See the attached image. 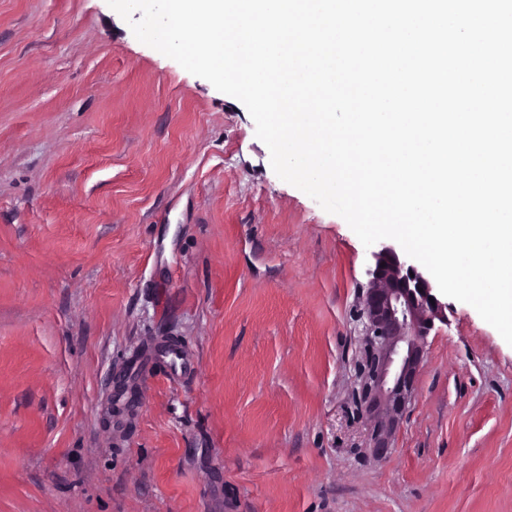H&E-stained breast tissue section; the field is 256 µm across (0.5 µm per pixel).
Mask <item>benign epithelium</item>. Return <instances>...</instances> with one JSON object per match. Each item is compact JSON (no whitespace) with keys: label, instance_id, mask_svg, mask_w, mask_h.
<instances>
[{"label":"benign epithelium","instance_id":"obj_1","mask_svg":"<svg viewBox=\"0 0 512 512\" xmlns=\"http://www.w3.org/2000/svg\"><path fill=\"white\" fill-rule=\"evenodd\" d=\"M359 309L365 351L360 406L373 454L388 453L424 366L426 339L448 322V305L409 259L392 247L373 253Z\"/></svg>","mask_w":512,"mask_h":512}]
</instances>
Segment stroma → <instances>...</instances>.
I'll list each match as a JSON object with an SVG mask.
<instances>
[{
	"label": "stroma",
	"mask_w": 512,
	"mask_h": 512,
	"mask_svg": "<svg viewBox=\"0 0 512 512\" xmlns=\"http://www.w3.org/2000/svg\"><path fill=\"white\" fill-rule=\"evenodd\" d=\"M372 254L107 0H0V512H512V346L469 304L368 448Z\"/></svg>",
	"instance_id": "stroma-1"
}]
</instances>
